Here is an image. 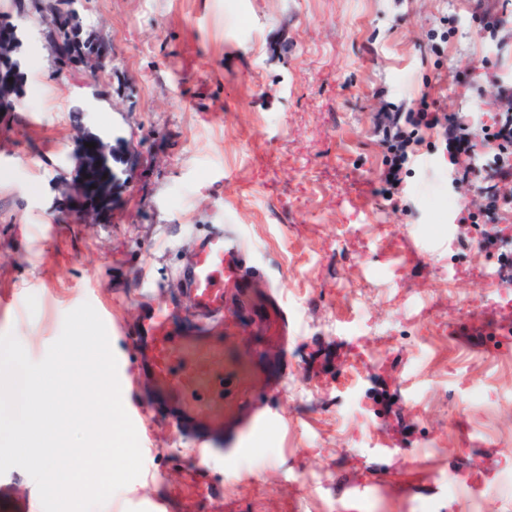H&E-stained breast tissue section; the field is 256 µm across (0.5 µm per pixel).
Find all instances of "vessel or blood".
<instances>
[{
	"mask_svg": "<svg viewBox=\"0 0 512 512\" xmlns=\"http://www.w3.org/2000/svg\"><path fill=\"white\" fill-rule=\"evenodd\" d=\"M244 250L223 225H214L195 244L182 271L192 321L174 319L164 305L153 307L137 326L134 341L150 388L143 410L174 427L196 455L224 449L226 386L240 366L224 334V294L243 272ZM211 485L198 473L169 485L166 497L177 512L192 499L208 496ZM0 512H31L28 499L0 480Z\"/></svg>",
	"mask_w": 512,
	"mask_h": 512,
	"instance_id": "1",
	"label": "vessel or blood"
}]
</instances>
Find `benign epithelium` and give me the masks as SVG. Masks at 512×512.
Masks as SVG:
<instances>
[{
    "mask_svg": "<svg viewBox=\"0 0 512 512\" xmlns=\"http://www.w3.org/2000/svg\"><path fill=\"white\" fill-rule=\"evenodd\" d=\"M28 37L27 12L20 6L15 9L10 25L0 30V110L4 112L22 94ZM89 143L95 147H87ZM112 157L125 165L135 162L125 142L119 140L112 146L90 132L82 134L73 154L74 180L64 191L66 216L82 222L90 216L103 218L112 211L123 186L120 177L112 176L108 164Z\"/></svg>",
    "mask_w": 512,
    "mask_h": 512,
    "instance_id": "7a95c632",
    "label": "benign epithelium"
}]
</instances>
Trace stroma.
<instances>
[{"instance_id":"stroma-1","label":"stroma","mask_w":512,"mask_h":512,"mask_svg":"<svg viewBox=\"0 0 512 512\" xmlns=\"http://www.w3.org/2000/svg\"><path fill=\"white\" fill-rule=\"evenodd\" d=\"M484 11L512 4L90 0L84 30L111 49L97 81L33 39L26 95L0 112V334L38 362L68 312L87 302L103 320L143 470L100 512H169L166 484L193 467L213 487L199 512H512V363L481 337H512V284L484 288L498 261L466 220L481 196L428 143L385 197L375 134L385 103L424 93L494 123L512 26L481 39ZM444 16L456 30L434 52ZM85 129L138 160L119 167L111 214L74 224L62 192ZM215 224L260 273L224 310L243 363L229 406L249 426L197 461L134 406L133 328L159 303L189 315L180 271ZM477 295L473 321L461 309ZM368 431L382 454L361 448ZM306 471L338 472L339 490Z\"/></svg>"}]
</instances>
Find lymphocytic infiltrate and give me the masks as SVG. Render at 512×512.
Returning <instances> with one entry per match:
<instances>
[{"label": "lymphocytic infiltrate", "mask_w": 512, "mask_h": 512, "mask_svg": "<svg viewBox=\"0 0 512 512\" xmlns=\"http://www.w3.org/2000/svg\"><path fill=\"white\" fill-rule=\"evenodd\" d=\"M499 100L505 105L498 121L474 131L464 116L456 112L439 111L427 99L413 107L390 106L378 112L377 129L380 142L386 152L381 173L383 192L386 196L398 195L404 189V180L410 165L420 158V148L425 133H433L454 163V179L470 181L477 171L473 166H460L461 157L471 155L476 143H483L492 162V176L497 184L482 187V201L478 211L470 213V220H484L488 224L499 223L503 197L500 186H512V82L499 86Z\"/></svg>", "instance_id": "1"}]
</instances>
